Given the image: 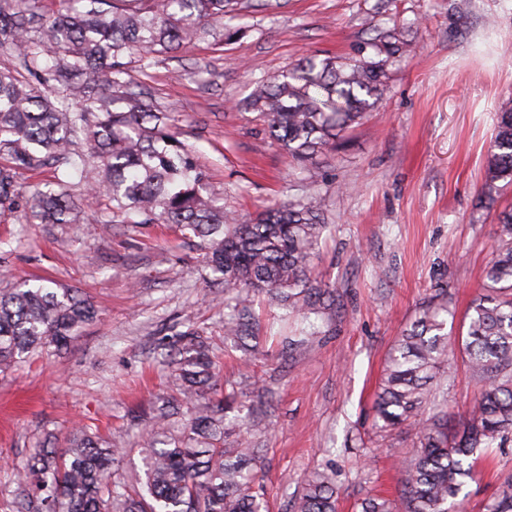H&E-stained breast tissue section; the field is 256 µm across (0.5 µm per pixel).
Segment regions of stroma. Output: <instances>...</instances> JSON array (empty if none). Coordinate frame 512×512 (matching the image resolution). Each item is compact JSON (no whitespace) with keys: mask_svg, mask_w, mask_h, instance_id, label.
<instances>
[{"mask_svg":"<svg viewBox=\"0 0 512 512\" xmlns=\"http://www.w3.org/2000/svg\"><path fill=\"white\" fill-rule=\"evenodd\" d=\"M242 0L229 26L206 24L194 45L132 58L130 89L171 116L225 210L242 218L316 191L330 223L311 261L336 290L314 327L257 298L266 342L251 353L224 345L223 285L211 282L201 239L169 224L113 219L109 203L76 224H22L0 214V289L21 279L78 290L97 309L67 347L36 353L0 373V512H14L34 449L61 448L82 426L126 448L114 466L139 462L136 443L159 396L175 381L160 354L195 325L211 337L252 405L269 512H297L305 479L339 474L338 512L384 493L404 512L397 456L419 446L407 421L383 431L372 401L401 331L447 293L453 337L481 293L498 238L495 216L512 182H484L494 112L512 96V0ZM399 28L412 49L389 66L378 103L336 147L299 163L271 139L245 102L253 85L315 55L349 58L377 31ZM426 415H467L481 381L454 353L438 374ZM512 475V440L487 449L458 496L460 512H487Z\"/></svg>","mask_w":512,"mask_h":512,"instance_id":"1","label":"stroma"}]
</instances>
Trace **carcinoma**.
<instances>
[{
  "label": "carcinoma",
  "mask_w": 512,
  "mask_h": 512,
  "mask_svg": "<svg viewBox=\"0 0 512 512\" xmlns=\"http://www.w3.org/2000/svg\"><path fill=\"white\" fill-rule=\"evenodd\" d=\"M237 0H90L85 10L37 13L39 0H0V207L17 205L16 173L60 164L56 182L27 199V222L76 224L80 204L65 191L102 188L112 216L174 224L206 244L208 267L235 291L224 315V340L258 339L250 303L257 294L308 321L333 305L334 289L311 274L324 224L311 193L252 222L224 211L192 152L169 130V114L127 90L125 59L169 52L193 42L203 25L224 18ZM394 28L381 29L355 57L338 63L311 56L260 80L247 105L270 137L298 162L336 145L339 134L372 107L388 65L407 56ZM90 154L78 151L79 141ZM512 180V98L497 111L485 181ZM499 242L484 270V293L471 306L461 342L482 390L448 433V418L424 419L429 384L445 370L453 342L446 303L419 312L391 349L373 402L375 426L412 419L421 447L404 458L405 512H451L474 477L477 452L512 438V209L497 215ZM94 317L71 288L20 282L0 290V372L51 347H63ZM176 395L140 436V471L112 478L125 454L84 428L63 448H40L20 473L30 492L16 512H261L255 449L224 447V410L238 404L208 338L181 334L167 354ZM338 473L308 476L297 512H337ZM362 512H394L374 496ZM489 512H512V480Z\"/></svg>",
  "instance_id": "cac0c4a2"
}]
</instances>
